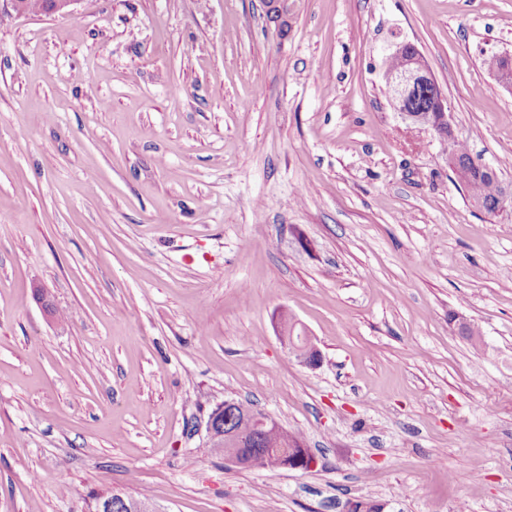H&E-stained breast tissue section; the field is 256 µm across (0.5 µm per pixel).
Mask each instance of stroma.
<instances>
[{
  "label": "stroma",
  "instance_id": "35a3bbf8",
  "mask_svg": "<svg viewBox=\"0 0 512 512\" xmlns=\"http://www.w3.org/2000/svg\"><path fill=\"white\" fill-rule=\"evenodd\" d=\"M400 41L512 188V0L0 11V512H512V207L394 110ZM227 398L318 466L225 464ZM281 343L294 353L301 361L314 368L318 366L321 361V355L318 348L312 342L309 336H302L300 333H295V326H285L281 334Z\"/></svg>",
  "mask_w": 512,
  "mask_h": 512
}]
</instances>
